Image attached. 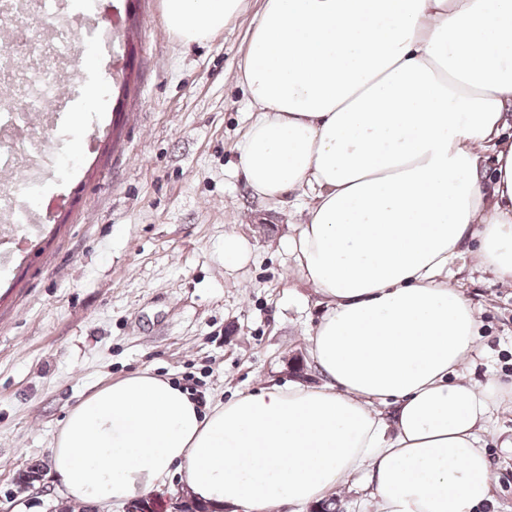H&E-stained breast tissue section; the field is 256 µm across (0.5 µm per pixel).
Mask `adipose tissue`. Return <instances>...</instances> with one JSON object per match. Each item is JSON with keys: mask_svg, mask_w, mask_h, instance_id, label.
Masks as SVG:
<instances>
[{"mask_svg": "<svg viewBox=\"0 0 512 512\" xmlns=\"http://www.w3.org/2000/svg\"><path fill=\"white\" fill-rule=\"evenodd\" d=\"M244 6L161 0V13L177 40L205 42ZM237 79L249 187L313 199L288 249L326 307L308 348L324 381L207 410L147 370L103 386L54 439L66 497L270 512L357 476L376 512H483L482 434L512 389L459 378L477 319L448 267L468 252L512 281V0H262Z\"/></svg>", "mask_w": 512, "mask_h": 512, "instance_id": "obj_1", "label": "adipose tissue"}]
</instances>
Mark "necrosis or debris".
<instances>
[{"mask_svg":"<svg viewBox=\"0 0 512 512\" xmlns=\"http://www.w3.org/2000/svg\"><path fill=\"white\" fill-rule=\"evenodd\" d=\"M107 0H40L54 25L41 32L0 12V176L24 163L26 180L0 187V217L10 224L43 223L63 198L44 203L45 174L59 170V152L51 135L60 113L73 111L60 91L63 79H93L79 68L73 45L112 53V16Z\"/></svg>","mask_w":512,"mask_h":512,"instance_id":"necrosis-or-debris-1","label":"necrosis or debris"}]
</instances>
